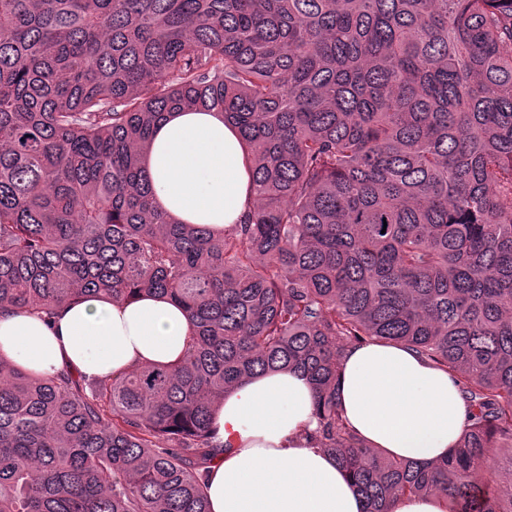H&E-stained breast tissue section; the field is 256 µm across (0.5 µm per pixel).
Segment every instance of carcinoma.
Masks as SVG:
<instances>
[{"label":"carcinoma","instance_id":"cac0c4a2","mask_svg":"<svg viewBox=\"0 0 512 512\" xmlns=\"http://www.w3.org/2000/svg\"><path fill=\"white\" fill-rule=\"evenodd\" d=\"M175 109L247 146L221 237L168 218L142 167ZM89 293L164 295L195 333L116 378L0 358V512H210L214 407L288 369L366 512H512V0H0V310ZM367 338L458 379L474 419L446 458L342 419ZM392 512H452L450 500L442 496L401 495L394 499Z\"/></svg>","mask_w":512,"mask_h":512}]
</instances>
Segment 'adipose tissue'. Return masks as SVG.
<instances>
[{
  "label": "adipose tissue",
  "mask_w": 512,
  "mask_h": 512,
  "mask_svg": "<svg viewBox=\"0 0 512 512\" xmlns=\"http://www.w3.org/2000/svg\"><path fill=\"white\" fill-rule=\"evenodd\" d=\"M159 206L176 222L214 235L243 221L252 199L237 127L219 112H173L144 158ZM194 333L185 309L142 295L115 303L86 296L56 310L0 312V358L53 376L67 370L111 378L145 364H170ZM336 389L341 416L367 446L391 457L444 458L469 424V407L448 371L399 345L347 347ZM314 392L289 370L250 379L226 394L212 420L223 448L208 474L210 512H364L334 456L317 448Z\"/></svg>",
  "instance_id": "adipose-tissue-1"
}]
</instances>
